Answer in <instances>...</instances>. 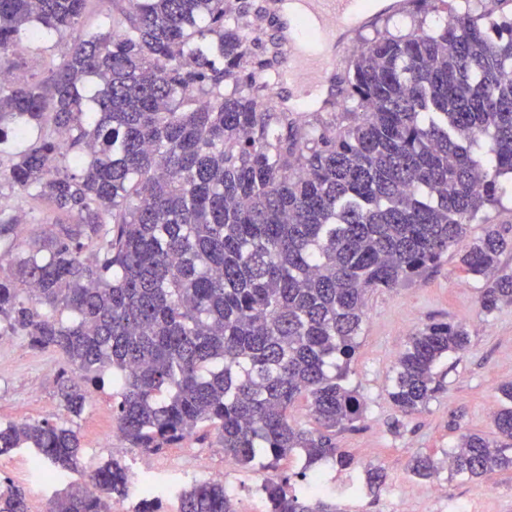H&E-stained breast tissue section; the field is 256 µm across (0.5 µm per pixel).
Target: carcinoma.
I'll use <instances>...</instances> for the list:
<instances>
[{"mask_svg":"<svg viewBox=\"0 0 512 512\" xmlns=\"http://www.w3.org/2000/svg\"><path fill=\"white\" fill-rule=\"evenodd\" d=\"M92 0H0V72L16 47L58 36L47 75L0 84V179L45 204L56 232L14 245L0 216V336L22 333L65 360L57 395L80 417L112 372V421L130 448L157 452L202 426L224 457L277 469L297 454L303 477L328 462L354 471L336 432L363 412L346 384L367 293L438 264L467 223L512 180V18L463 12L443 25L367 43L344 76L354 123L318 128L260 98L269 69L253 52L246 0H127L125 24L66 39ZM66 136L60 146L59 136ZM508 242L493 226L461 255L485 281L479 306L512 304ZM467 328L430 323L398 356L389 393L405 416L439 392L437 364L468 349ZM511 406L488 434L462 435L448 472L512 470ZM304 399L317 429L291 418ZM17 448L51 476L84 475L69 421L0 423V455ZM442 461L414 458L436 477ZM365 470L348 487L376 490ZM125 467L106 460L80 492L48 512H111L132 496ZM177 512H236L221 479L173 490ZM269 512H336L314 480L264 482ZM144 487L133 512H160ZM0 512H29L23 489L0 486Z\"/></svg>","mask_w":512,"mask_h":512,"instance_id":"1","label":"carcinoma"}]
</instances>
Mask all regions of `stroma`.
<instances>
[{
    "mask_svg": "<svg viewBox=\"0 0 512 512\" xmlns=\"http://www.w3.org/2000/svg\"><path fill=\"white\" fill-rule=\"evenodd\" d=\"M464 2L477 15H512V0H449L447 9L439 12L425 0H416L410 8L381 12L373 25L353 30L343 61L351 63L379 33L404 35L436 28L448 19L451 8ZM0 207L23 214L19 246L53 229L48 212L20 202L9 186L0 187ZM490 224L512 244V183L498 204L470 221L467 242L482 237ZM459 252V247H452L440 263L420 276L395 288L368 293L359 350L349 367L347 382L358 390L364 410L353 427L338 434L337 442L355 462L383 467L388 481L407 480L408 492L399 504L400 512H448L449 505L460 502L468 503L474 512H512V471L480 480L440 471L434 483L442 486L444 493L434 498L427 492L429 483L413 477L409 470L415 456H444L457 445L461 433L490 431L494 414L505 405L498 388L512 381V304L502 305L488 316L481 313V283L464 273ZM434 322L465 324L471 343L466 351L439 364L441 392L425 410L406 417L389 397L394 367L409 336ZM64 367L58 353L33 347L28 337H0V423L66 420L55 394L56 379ZM74 424L86 470L112 458L127 469L144 472L158 486L176 488L195 479L194 459L204 456L212 470L223 473L234 487L238 512H258L260 504L251 498L250 488L269 477V470L258 464L246 467L217 453L213 429L202 428L200 435L160 452L143 455L132 451L122 437L112 434V388L108 385L93 392L86 411ZM29 458L25 448L0 456V480L23 489L30 512H45L56 488L30 477Z\"/></svg>",
    "mask_w": 512,
    "mask_h": 512,
    "instance_id": "35a3bbf8",
    "label": "stroma"
}]
</instances>
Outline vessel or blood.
I'll list each match as a JSON object with an SVG mask.
<instances>
[{
    "mask_svg": "<svg viewBox=\"0 0 512 512\" xmlns=\"http://www.w3.org/2000/svg\"><path fill=\"white\" fill-rule=\"evenodd\" d=\"M308 19L292 25L282 19L284 0H264L262 11L276 23L270 39L277 51V84H289L301 102L318 98L322 111L335 109L342 98L338 65L347 48L346 36L374 17L363 0H301Z\"/></svg>",
    "mask_w": 512,
    "mask_h": 512,
    "instance_id": "1",
    "label": "vessel or blood"
}]
</instances>
